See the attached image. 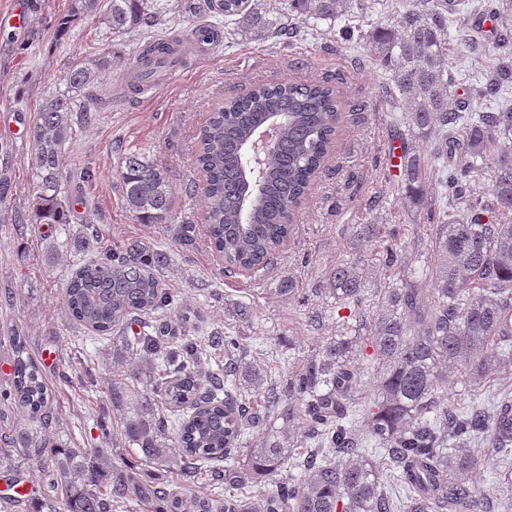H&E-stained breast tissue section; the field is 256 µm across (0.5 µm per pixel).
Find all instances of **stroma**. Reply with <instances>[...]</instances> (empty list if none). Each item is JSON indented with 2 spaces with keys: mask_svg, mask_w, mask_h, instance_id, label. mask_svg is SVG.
<instances>
[{
  "mask_svg": "<svg viewBox=\"0 0 512 512\" xmlns=\"http://www.w3.org/2000/svg\"><path fill=\"white\" fill-rule=\"evenodd\" d=\"M176 8L175 25L138 27L110 39L97 17L76 19L66 36L56 31L57 19L68 15L71 0H27L23 19L0 16V179L10 192L0 200V336L19 330L30 353L41 359L56 394L60 422L83 448L105 447L93 421L109 410L105 392L90 395L66 373L78 360L93 357L99 381H107L108 340L73 323L63 308L62 289L77 260L87 252L53 248L44 224H32L34 173L29 164V131L49 95L64 86L77 65L100 56L111 65L93 86L82 91L78 113L72 114L74 136L66 146L69 192L74 202L71 234L83 232L86 206L97 208L105 241L141 239L168 248L173 265L168 287L178 289L198 318L197 336L219 329L245 337L250 348L268 354H310L325 336L336 333L338 318L332 298L319 294L327 270L351 260L356 224L403 225L407 267L421 266L433 225L424 211L404 208L402 168L388 158L391 146L408 142L422 152L429 144L415 137L402 103L389 89V74L369 57L359 41L339 36L345 25L368 30L372 20L393 22L389 0L375 9L346 14L296 37L256 39L215 17L205 0H169ZM496 0H454L448 28L452 94L457 103L481 102L494 112L512 105V87L494 97L477 99L484 83L489 49L497 42L512 45V14L497 16L496 29L480 32L479 22L494 13ZM218 26L219 40L191 48L172 82L146 93L136 83L134 49L143 41L186 36L199 26ZM331 80L346 110L336 140L313 189L297 213L293 230L267 269L231 277L206 243L203 186L196 162L201 127L224 98L253 84L293 81L309 84ZM140 151L164 162L176 198V217L194 224L195 244L174 245L160 224L136 223L126 210L118 177L123 153ZM301 287L307 303L278 292L285 278ZM248 317H241V310ZM317 322H310L309 313ZM512 399V376H497L462 389L458 379L448 386V403L457 408L479 406L494 412L503 398Z\"/></svg>",
  "mask_w": 512,
  "mask_h": 512,
  "instance_id": "1",
  "label": "stroma"
}]
</instances>
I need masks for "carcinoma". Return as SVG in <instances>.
<instances>
[{
  "instance_id": "obj_1",
  "label": "carcinoma",
  "mask_w": 512,
  "mask_h": 512,
  "mask_svg": "<svg viewBox=\"0 0 512 512\" xmlns=\"http://www.w3.org/2000/svg\"><path fill=\"white\" fill-rule=\"evenodd\" d=\"M263 0H207L217 16L238 18L240 31L261 36L274 28ZM288 15L303 23L334 21L353 0H285ZM408 0L393 25L374 23L361 36L369 55L385 66L391 89L407 108L411 130L433 141L430 157L403 150L404 201L426 203L422 171L432 164L441 192L464 205L438 217L430 261L380 292L366 309L369 284L380 269L398 266L402 244L381 238V225L356 224L353 242H379L376 262L358 257L336 264L322 292L349 310L336 335L274 378L265 361L245 363L240 337L207 336L214 364L201 368L200 344L186 334L191 321L175 292L165 287L171 254L144 240L95 250L98 214L88 210L83 234L70 236V195L65 148L78 94L92 85L105 60L73 69L66 89L49 96L30 128L32 224L60 225L59 249L93 250L75 265L63 290L67 314L83 328L112 337V378L106 392L124 443L141 463L174 468L187 479L201 474L233 486L265 481L259 503L214 490L142 482L136 466L118 462L106 448H82L60 430L42 364L16 331L7 337L9 385L0 389V472L21 475L38 468L34 512H488L474 494L472 475L487 453L471 447L489 439L492 451L512 455V433L494 414L445 404L448 373L467 380L512 372V109L460 111L451 99L448 73L450 0ZM100 14L112 37L157 20L154 0H72L58 34L88 14ZM174 52L169 41L146 43L137 56L141 79ZM512 84V53L493 58L484 98ZM343 104L327 80L312 84H261L224 101L210 114L197 144L205 176L203 217L213 249L230 273L257 272L288 240L293 218L333 147ZM273 113L284 125L259 185L244 169V150ZM490 178L491 202L471 187ZM119 180L126 209L139 224H163L173 243L189 246L194 225L175 223L174 191L166 166L142 153L121 157ZM494 212L499 221L484 220ZM431 285L424 300L413 278ZM479 289L474 293L473 289ZM139 331L128 334L132 326ZM371 360L374 396L363 394L355 368ZM82 387L98 378L85 361L75 368ZM264 399V414L247 397ZM368 434L357 429L358 414ZM264 428L257 446L242 448L246 426ZM282 425H276L277 421ZM375 447L368 448L366 444ZM305 444L313 448L301 452Z\"/></svg>"
}]
</instances>
